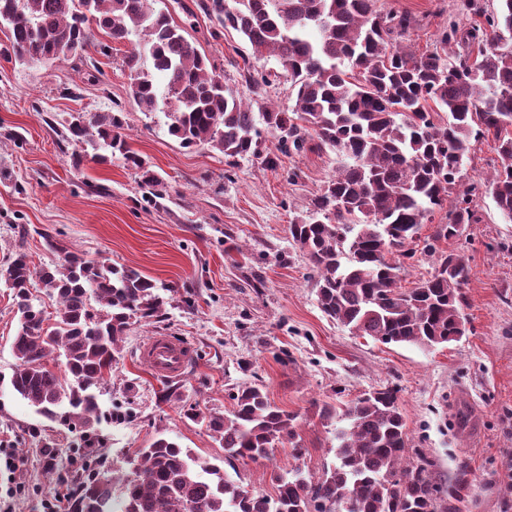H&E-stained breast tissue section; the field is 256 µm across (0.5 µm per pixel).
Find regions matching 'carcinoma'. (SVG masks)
<instances>
[{"label":"carcinoma","mask_w":512,"mask_h":512,"mask_svg":"<svg viewBox=\"0 0 512 512\" xmlns=\"http://www.w3.org/2000/svg\"><path fill=\"white\" fill-rule=\"evenodd\" d=\"M155 2L0 0L7 28L0 58L65 59L80 55L96 30L116 44L137 32L140 49L122 58L132 96L146 113L167 109L168 133L181 146L207 145L228 165L254 157L273 166L275 157L261 150L265 130L293 153L311 143L341 153L350 163L289 225L322 312L382 344L433 348L459 341L468 278L462 257L438 254L434 271L410 289L400 286L401 260L414 257L410 245L452 195L448 223L427 236L428 251L459 236L461 225L479 222L458 183L464 158L482 138H492L499 158L487 180L490 193L512 223V0H496L497 8L480 11L484 21L463 31L449 27L440 48L419 57L402 45L412 18L382 13L377 0H194V11L174 0L187 16H204L212 37L239 33L252 57L274 59L292 82L291 111L259 114L224 88L186 26ZM457 40L468 51L452 58L445 49ZM144 53L151 73L141 69ZM126 127L120 109L74 118L66 134L78 148L74 165L85 154L100 164L118 154L145 180L157 181L129 150ZM52 249L50 264L37 267L18 248L0 268L18 316L10 385L37 413L78 428V447L100 448L97 392L112 378L130 326L161 317L167 301L135 269L91 261L64 245ZM39 288L54 300V311L35 295ZM57 354L65 359L62 376L51 368ZM232 400L225 414L192 405L184 411L206 426L227 461L267 459L285 443L303 454L298 414L275 405L256 384L239 387ZM319 415L346 422L336 430L335 462L317 476L273 473V495L245 489L161 433L110 483L95 478V461L87 460L76 512H113L118 497L122 512H456L467 474L444 485L436 462L409 447L396 390L365 391L342 408L323 405Z\"/></svg>","instance_id":"obj_1"}]
</instances>
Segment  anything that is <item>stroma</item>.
Returning <instances> with one entry per match:
<instances>
[{
    "label": "stroma",
    "mask_w": 512,
    "mask_h": 512,
    "mask_svg": "<svg viewBox=\"0 0 512 512\" xmlns=\"http://www.w3.org/2000/svg\"><path fill=\"white\" fill-rule=\"evenodd\" d=\"M382 11L412 16L403 44L415 54L434 49L449 23L474 20L464 0H378ZM196 48L222 70L223 81L244 102L291 110L287 77L271 78L255 97L241 76L248 43L235 31L211 38L198 18L190 31ZM96 34L83 60L19 65L0 59V266L24 249L34 264L54 260L48 241L88 259L138 270L163 286L167 300L159 321L133 324L111 380L98 394L104 411H130L119 424L105 423L106 445L97 449L96 476L106 480L157 432L174 437L194 456L223 463L247 489L273 493L271 471L300 468L321 473L334 460L333 426L318 415L370 388H392L412 447L437 463L453 481L466 468L470 490L458 512H512V223L504 222L486 189L498 165L492 140L475 144L461 190L470 191L481 217L460 236L437 242L441 252L462 256L466 334L447 346L423 350L383 345L353 335L320 310L308 264L288 233L326 181L345 164L330 149L279 154L269 167L254 158L224 163L222 153L181 147L167 132L162 112H142L121 65L130 35L101 53ZM120 108L127 115V143L163 181L143 183L121 158L99 164L71 161L62 137L81 113ZM261 287H253V275ZM17 319L0 285V448L12 449L18 470L9 512H73L67 463L77 435L67 425L37 414L10 387L15 367L11 342ZM189 342L194 358L175 380L155 376L139 359L151 336ZM260 384L279 407L300 416L304 448H276L257 462H226L205 427L183 409L227 412L242 384ZM176 391L177 400L162 396Z\"/></svg>",
    "instance_id": "obj_1"
}]
</instances>
